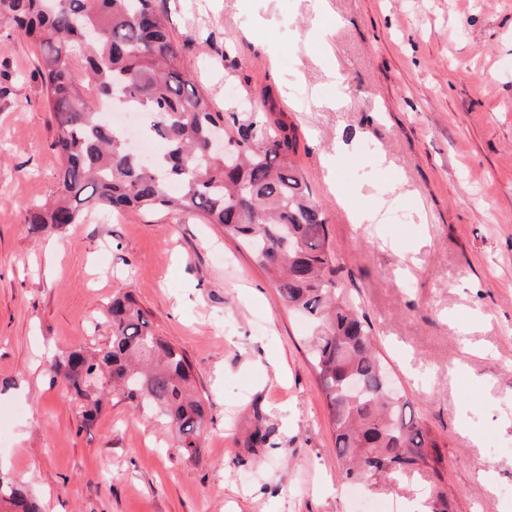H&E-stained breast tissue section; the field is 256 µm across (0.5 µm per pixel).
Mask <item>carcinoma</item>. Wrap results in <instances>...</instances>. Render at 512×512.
<instances>
[{
    "label": "carcinoma",
    "mask_w": 512,
    "mask_h": 512,
    "mask_svg": "<svg viewBox=\"0 0 512 512\" xmlns=\"http://www.w3.org/2000/svg\"><path fill=\"white\" fill-rule=\"evenodd\" d=\"M7 37L25 39L38 60L60 157L58 198L28 212L33 232L80 223L85 214L133 209L196 214L239 239L288 309L311 324L306 344L327 402L341 476L377 484L406 475L440 476V443L412 416L373 342L371 326L338 288L342 267L320 207L297 167L296 136L284 113L261 100L226 150L207 153L224 114L185 69L157 0H0ZM121 95L144 112V132L164 145L147 164L130 152L101 109ZM108 346L62 351L55 365L86 405L110 387L135 409L158 414L187 458L198 456L205 408L187 356L160 336L128 294L107 308ZM0 512H39L25 486L0 477Z\"/></svg>",
    "instance_id": "obj_1"
}]
</instances>
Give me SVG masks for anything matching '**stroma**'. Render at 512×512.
<instances>
[{
  "instance_id": "1",
  "label": "stroma",
  "mask_w": 512,
  "mask_h": 512,
  "mask_svg": "<svg viewBox=\"0 0 512 512\" xmlns=\"http://www.w3.org/2000/svg\"><path fill=\"white\" fill-rule=\"evenodd\" d=\"M158 2L215 109L241 118L266 96L293 124L340 286L440 438L449 512H512V456L487 450L512 441V0H327L342 23L321 43L311 0ZM37 65L25 41L0 46V474L42 512H408L427 478L345 485L310 325L220 226L129 212L29 231L60 166ZM380 203L382 223L352 220ZM120 292L192 363L197 461L109 388L84 425L50 369L108 344Z\"/></svg>"
}]
</instances>
